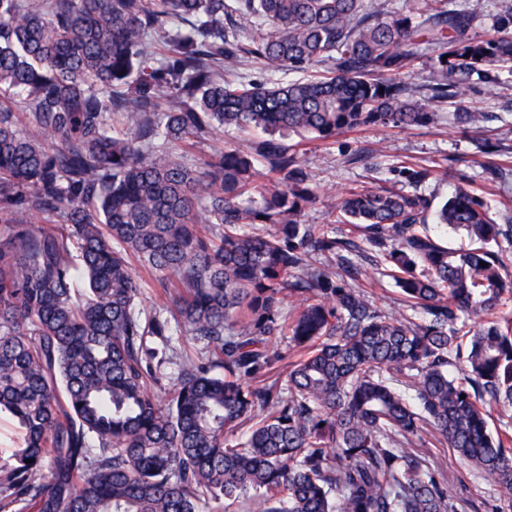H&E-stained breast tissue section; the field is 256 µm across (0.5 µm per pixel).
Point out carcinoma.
I'll return each instance as SVG.
<instances>
[{
	"label": "carcinoma",
	"mask_w": 512,
	"mask_h": 512,
	"mask_svg": "<svg viewBox=\"0 0 512 512\" xmlns=\"http://www.w3.org/2000/svg\"><path fill=\"white\" fill-rule=\"evenodd\" d=\"M471 24L448 0H0V414L23 432L0 512H457L429 437L493 484L478 512H512L509 424L487 421L512 407V317L487 319L512 297V227L465 183L436 210L352 187L332 208L362 242L336 237L301 223L318 193L283 143L462 105L512 71V13L483 38ZM435 50L426 97L404 74ZM243 55L330 71L224 79ZM227 126L262 137L185 163ZM431 212L471 245L419 230ZM365 263L403 306L363 293ZM137 264L167 316L141 305Z\"/></svg>",
	"instance_id": "obj_1"
}]
</instances>
